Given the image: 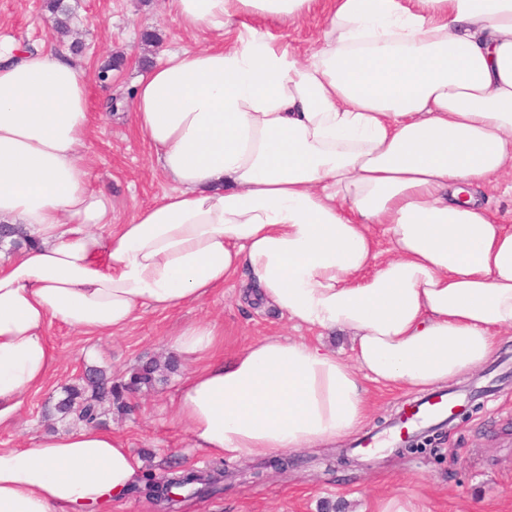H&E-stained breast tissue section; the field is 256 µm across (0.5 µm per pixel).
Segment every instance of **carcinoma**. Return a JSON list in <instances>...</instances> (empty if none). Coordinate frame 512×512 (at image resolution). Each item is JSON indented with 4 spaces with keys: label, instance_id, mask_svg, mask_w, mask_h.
Listing matches in <instances>:
<instances>
[{
    "label": "carcinoma",
    "instance_id": "obj_1",
    "mask_svg": "<svg viewBox=\"0 0 512 512\" xmlns=\"http://www.w3.org/2000/svg\"><path fill=\"white\" fill-rule=\"evenodd\" d=\"M43 8L53 15L57 33L66 35L70 32L73 8L68 0H44ZM5 244L17 250L23 246H32L35 241L15 226L0 224V245ZM176 368L177 361L173 358L162 364L151 360L133 368L128 378L115 380L104 370L89 367L79 377V383L63 390V397L56 402L55 411L63 419L73 417L83 424L100 425L102 404H114L117 409L122 410L128 396L165 382L168 374L176 371ZM226 467L225 461L220 460L207 475L190 469L158 479L154 474L147 473L142 484L135 487V490L149 499L167 502L174 507L176 503L168 495L170 488L187 490L193 494L217 492L221 490Z\"/></svg>",
    "mask_w": 512,
    "mask_h": 512
}]
</instances>
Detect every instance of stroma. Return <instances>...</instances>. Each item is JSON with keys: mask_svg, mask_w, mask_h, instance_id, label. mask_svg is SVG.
Here are the masks:
<instances>
[{"mask_svg": "<svg viewBox=\"0 0 512 512\" xmlns=\"http://www.w3.org/2000/svg\"><path fill=\"white\" fill-rule=\"evenodd\" d=\"M43 0H0V39L31 47L53 44L67 50L80 41L77 61L86 72L92 126L81 155L89 186L102 191L112 206V221L128 223L135 211L160 199L172 188L155 163L152 151L128 119L132 101L126 93L145 63L160 61L165 52L201 49L220 44L206 29L187 31L172 22L164 0H70L74 9L71 33L54 30ZM331 0H315L312 11L295 24H277L257 16L248 25L267 31L303 53L319 38ZM156 42L144 39L145 33ZM124 64L111 84H100L95 73L112 56ZM123 95L121 113L107 114L108 97ZM243 287L231 282L211 298L168 313L144 311L114 337L87 336L50 322L45 335L60 359L45 384L24 394L12 418L0 425V449L29 448L43 434L69 429V421L53 416L52 408L64 386L75 382L86 367L97 366L112 377L154 358L170 356L171 336L179 327L202 321L224 331L223 351L232 355L261 336H301L315 345L350 356L348 337L295 330L269 307L246 303ZM193 369L179 362L166 382L142 391L129 411H113L104 419L120 434L145 469L162 474L168 469L209 468L214 456L192 447L176 420L181 380ZM462 413L434 434V450L422 456L395 455L389 446V423L400 406L416 397L413 389L369 384L371 413L361 428L385 440V447L344 464L339 452L352 448L347 437L335 444L289 453L287 469L269 466L266 458L241 459L240 469L224 477L221 493L184 502L179 512H373L376 497L408 490L422 499L427 512H512V332L499 336L489 360L472 375L449 384Z\"/></svg>", "mask_w": 512, "mask_h": 512, "instance_id": "35a3bbf8", "label": "stroma"}]
</instances>
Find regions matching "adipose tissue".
I'll return each instance as SVG.
<instances>
[{
    "instance_id": "adipose-tissue-1",
    "label": "adipose tissue",
    "mask_w": 512,
    "mask_h": 512,
    "mask_svg": "<svg viewBox=\"0 0 512 512\" xmlns=\"http://www.w3.org/2000/svg\"><path fill=\"white\" fill-rule=\"evenodd\" d=\"M314 2L168 0L224 44L139 76L133 121L173 188L126 224L79 161L76 60L0 40V223L37 241L0 260V424L58 361L48 322L115 336L239 275L352 356L264 336L226 359L215 324L180 329L171 347L196 368L177 421L216 456L334 443L364 423L366 382L452 383L512 330V226L470 192L512 194V0H332L302 58L240 22ZM142 474L118 434L82 424L0 451V512H95Z\"/></svg>"
}]
</instances>
